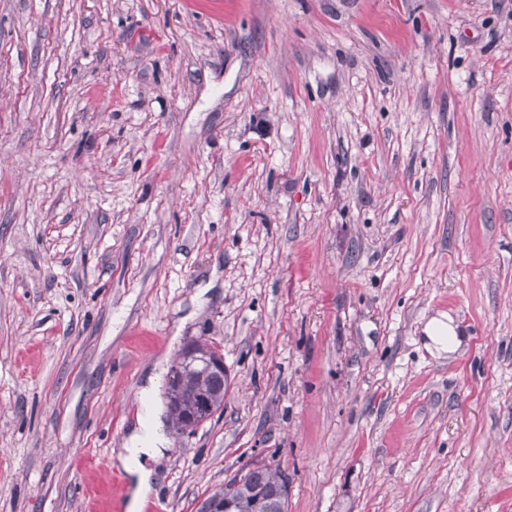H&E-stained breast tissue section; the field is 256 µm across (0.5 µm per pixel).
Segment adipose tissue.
I'll return each mask as SVG.
<instances>
[{"mask_svg":"<svg viewBox=\"0 0 512 512\" xmlns=\"http://www.w3.org/2000/svg\"><path fill=\"white\" fill-rule=\"evenodd\" d=\"M165 444L159 416L152 411H145L143 423L132 431L125 448L116 456L118 466L132 479L129 512H137L141 502L152 492L154 471L151 464L163 455Z\"/></svg>","mask_w":512,"mask_h":512,"instance_id":"obj_1","label":"adipose tissue"}]
</instances>
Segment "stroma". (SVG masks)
I'll use <instances>...</instances> for the list:
<instances>
[{
  "label": "stroma",
  "mask_w": 512,
  "mask_h": 512,
  "mask_svg": "<svg viewBox=\"0 0 512 512\" xmlns=\"http://www.w3.org/2000/svg\"><path fill=\"white\" fill-rule=\"evenodd\" d=\"M149 382L160 512H512V0H0V512L126 502ZM453 323L454 320L449 315H441L431 318L425 327L426 337L430 343L429 349L431 347L438 356L445 353L453 354L460 346L456 326ZM196 345L187 344L182 350V356L179 361L181 366L188 365L180 372H174L178 369L179 364L175 369L170 370L166 380V388L169 382L173 379L171 388V398L168 408L169 416L173 422L174 428L177 433L180 432V425L186 415L194 412L183 423L181 434L192 433L199 424L204 423L211 417L212 408L214 413L224 408V395L228 389V377L225 372H209L204 367H190L197 362ZM174 375V377H173ZM202 392V393H200ZM208 394H205V393ZM197 395V401H196ZM197 405V406H196ZM196 407V409H195ZM281 470L272 468L266 464L256 465L247 480L236 484L233 480L220 484L202 502L198 512H210L213 501L231 496L242 504L244 512H287L288 496L280 495ZM261 489L264 495L258 499L255 491ZM240 506L236 507L230 499L224 502L217 501L213 504L211 512H240Z\"/></svg>",
  "instance_id": "1"
}]
</instances>
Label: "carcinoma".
<instances>
[{"label": "carcinoma", "mask_w": 512, "mask_h": 512, "mask_svg": "<svg viewBox=\"0 0 512 512\" xmlns=\"http://www.w3.org/2000/svg\"><path fill=\"white\" fill-rule=\"evenodd\" d=\"M168 413L175 430H180L184 417L195 410L196 395L208 394L214 410L224 408L228 389L227 374L210 372L204 367L184 369L174 374ZM281 470L266 464L256 466L247 480L236 484L229 481L212 490L198 512H209L213 501L232 497L242 504L245 512H288V498L280 495Z\"/></svg>", "instance_id": "carcinoma-1"}]
</instances>
